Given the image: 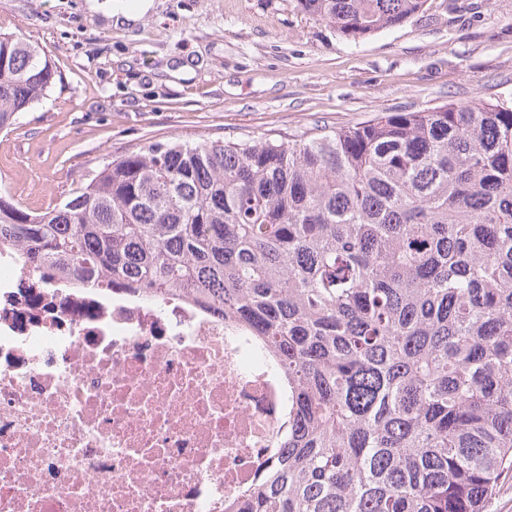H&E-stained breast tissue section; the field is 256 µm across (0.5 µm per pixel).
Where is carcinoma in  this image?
Wrapping results in <instances>:
<instances>
[{"mask_svg": "<svg viewBox=\"0 0 512 512\" xmlns=\"http://www.w3.org/2000/svg\"><path fill=\"white\" fill-rule=\"evenodd\" d=\"M427 0H297L356 41ZM46 54L0 34V130ZM261 337L288 379L284 455L224 512H487L512 469V104L386 112L301 136L153 142L0 247Z\"/></svg>", "mask_w": 512, "mask_h": 512, "instance_id": "carcinoma-1", "label": "carcinoma"}]
</instances>
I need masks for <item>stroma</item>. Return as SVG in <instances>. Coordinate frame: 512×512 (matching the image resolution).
Wrapping results in <instances>:
<instances>
[{
	"instance_id": "1",
	"label": "stroma",
	"mask_w": 512,
	"mask_h": 512,
	"mask_svg": "<svg viewBox=\"0 0 512 512\" xmlns=\"http://www.w3.org/2000/svg\"><path fill=\"white\" fill-rule=\"evenodd\" d=\"M0 0L57 72L0 132V190L33 213L112 157L150 142L241 140L346 126L448 102L512 101V0H427L351 41L297 0ZM185 75H177L179 67Z\"/></svg>"
}]
</instances>
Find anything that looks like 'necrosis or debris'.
<instances>
[{
  "label": "necrosis or debris",
  "instance_id": "1",
  "mask_svg": "<svg viewBox=\"0 0 512 512\" xmlns=\"http://www.w3.org/2000/svg\"><path fill=\"white\" fill-rule=\"evenodd\" d=\"M287 414L240 325L0 250V512H224Z\"/></svg>",
  "mask_w": 512,
  "mask_h": 512
}]
</instances>
